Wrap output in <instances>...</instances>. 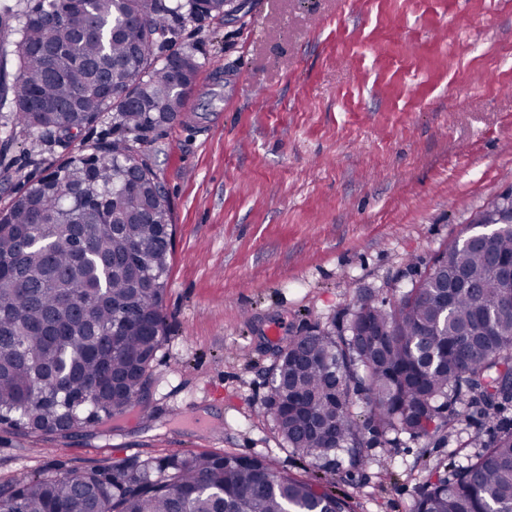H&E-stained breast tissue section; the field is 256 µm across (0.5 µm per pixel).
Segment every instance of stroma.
I'll list each match as a JSON object with an SVG mask.
<instances>
[{
  "instance_id": "stroma-1",
  "label": "stroma",
  "mask_w": 512,
  "mask_h": 512,
  "mask_svg": "<svg viewBox=\"0 0 512 512\" xmlns=\"http://www.w3.org/2000/svg\"><path fill=\"white\" fill-rule=\"evenodd\" d=\"M184 20L202 64L186 113L133 142L170 204L166 336L145 413L60 438L0 431V484L151 455L258 457L308 477L263 402L281 347L393 298L512 191V0H244ZM0 210L70 156L114 139L111 114L61 146L13 127ZM445 439L371 438L337 467L352 512H411L423 460L481 451L479 409Z\"/></svg>"
}]
</instances>
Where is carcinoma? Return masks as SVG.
<instances>
[{
    "instance_id": "cac0c4a2",
    "label": "carcinoma",
    "mask_w": 512,
    "mask_h": 512,
    "mask_svg": "<svg viewBox=\"0 0 512 512\" xmlns=\"http://www.w3.org/2000/svg\"><path fill=\"white\" fill-rule=\"evenodd\" d=\"M225 9L226 0L0 7L12 46L0 54V107L15 123L69 144L110 112L120 132L102 153L69 157L0 212V425L66 438L142 407L166 334L173 224L164 190L137 165L128 137L143 142L184 111L201 62L172 49L175 23ZM490 234L484 244L453 242L441 266L395 300L365 296L342 327L288 339L290 349L306 344L310 357L280 356L264 407L294 454L334 472L344 450L361 469L367 430L430 437L467 420L469 408L512 405V291L493 261L512 259V224ZM423 466L435 479L414 512H512V427L498 425L465 465ZM311 504L351 512L326 477L190 452L21 475L0 490L3 512H288Z\"/></svg>"
}]
</instances>
